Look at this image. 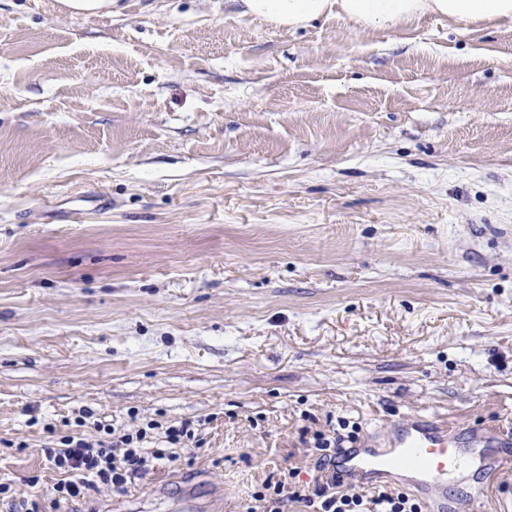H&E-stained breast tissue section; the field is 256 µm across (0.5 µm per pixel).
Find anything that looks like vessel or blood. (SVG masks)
Returning <instances> with one entry per match:
<instances>
[{
    "instance_id": "vessel-or-blood-1",
    "label": "vessel or blood",
    "mask_w": 512,
    "mask_h": 512,
    "mask_svg": "<svg viewBox=\"0 0 512 512\" xmlns=\"http://www.w3.org/2000/svg\"><path fill=\"white\" fill-rule=\"evenodd\" d=\"M397 430L390 443H378L370 436L344 449L336 458L337 471L362 483L405 487L428 512H480L486 496L485 477L508 463L488 430L478 428L470 435L471 446L479 450V465L468 497L455 506L448 502V478L462 460L456 438L446 426L421 415L398 423Z\"/></svg>"
}]
</instances>
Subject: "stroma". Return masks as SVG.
<instances>
[{
  "label": "stroma",
  "mask_w": 512,
  "mask_h": 512,
  "mask_svg": "<svg viewBox=\"0 0 512 512\" xmlns=\"http://www.w3.org/2000/svg\"><path fill=\"white\" fill-rule=\"evenodd\" d=\"M51 2L0 0V484L150 422L195 437L97 512H246L348 423L512 441V23Z\"/></svg>",
  "instance_id": "obj_1"
}]
</instances>
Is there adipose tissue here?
Returning <instances> with one entry per match:
<instances>
[{
  "label": "adipose tissue",
  "instance_id": "ef3b65f1",
  "mask_svg": "<svg viewBox=\"0 0 512 512\" xmlns=\"http://www.w3.org/2000/svg\"><path fill=\"white\" fill-rule=\"evenodd\" d=\"M246 13L272 26L298 29L329 14L359 28H392L425 16L472 26L512 22V0H241Z\"/></svg>",
  "mask_w": 512,
  "mask_h": 512
}]
</instances>
